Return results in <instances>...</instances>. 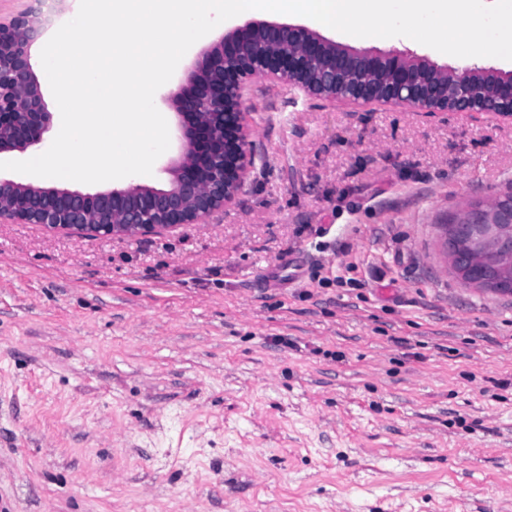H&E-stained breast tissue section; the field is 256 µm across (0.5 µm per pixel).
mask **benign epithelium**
I'll use <instances>...</instances> for the list:
<instances>
[{"label": "benign epithelium", "mask_w": 512, "mask_h": 512, "mask_svg": "<svg viewBox=\"0 0 512 512\" xmlns=\"http://www.w3.org/2000/svg\"><path fill=\"white\" fill-rule=\"evenodd\" d=\"M8 26L0 24V154L39 147L52 113L33 71L32 50L49 24L46 0H31ZM424 58L358 51L303 26L248 22L204 49L169 92L180 117L183 150L165 188L131 183L94 194L44 188L0 175V219L112 237L156 234L197 224L232 204L251 165L250 126L242 82L269 78L355 106L378 103L452 112L512 115V71L465 67L443 86ZM451 273L468 288L512 290L506 278L475 280L470 270L512 263V199L464 212L445 226Z\"/></svg>", "instance_id": "1"}]
</instances>
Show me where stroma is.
Returning a JSON list of instances; mask_svg holds the SVG:
<instances>
[{
    "label": "stroma",
    "mask_w": 512,
    "mask_h": 512,
    "mask_svg": "<svg viewBox=\"0 0 512 512\" xmlns=\"http://www.w3.org/2000/svg\"><path fill=\"white\" fill-rule=\"evenodd\" d=\"M216 27L155 94L222 36ZM442 69L507 72L368 37ZM246 184L115 239L0 221V512H512V296L441 224L512 194V117L246 79ZM301 256L302 278L261 288Z\"/></svg>",
    "instance_id": "1"
}]
</instances>
